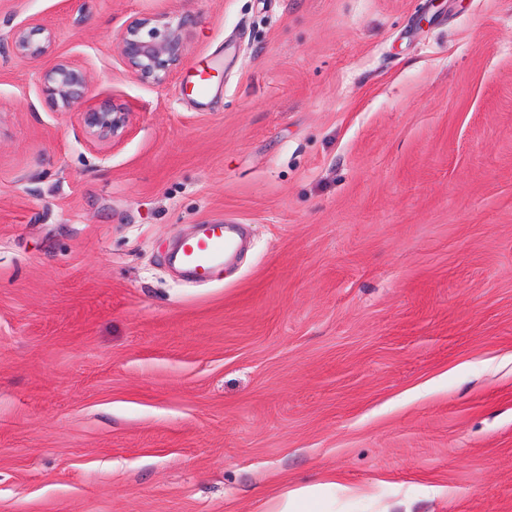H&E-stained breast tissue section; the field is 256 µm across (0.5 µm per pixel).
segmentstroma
Returning a JSON list of instances; mask_svg holds the SVG:
<instances>
[{
	"label": "stroma",
	"mask_w": 512,
	"mask_h": 512,
	"mask_svg": "<svg viewBox=\"0 0 512 512\" xmlns=\"http://www.w3.org/2000/svg\"><path fill=\"white\" fill-rule=\"evenodd\" d=\"M193 15L139 81L117 41ZM0 512H512V0H0ZM130 105L88 143L57 60ZM209 67L208 97L188 83ZM246 248L205 286L198 224ZM52 42L50 29L33 19L19 24L6 37L1 36L0 48L22 58L39 60L49 52ZM236 244L233 224L204 222L197 235L181 240L176 260L198 283L214 281L224 267V253L231 252ZM321 484L289 489L269 500L263 512H328L320 507Z\"/></svg>",
	"instance_id": "obj_1"
}]
</instances>
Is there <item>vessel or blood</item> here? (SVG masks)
Listing matches in <instances>:
<instances>
[{"mask_svg":"<svg viewBox=\"0 0 512 512\" xmlns=\"http://www.w3.org/2000/svg\"><path fill=\"white\" fill-rule=\"evenodd\" d=\"M236 244L235 229L227 223L204 222L193 238L180 241L176 260L199 283L214 281L224 267V255Z\"/></svg>","mask_w":512,"mask_h":512,"instance_id":"b4317fda","label":"vessel or blood"}]
</instances>
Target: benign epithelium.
Listing matches in <instances>:
<instances>
[{"mask_svg":"<svg viewBox=\"0 0 512 512\" xmlns=\"http://www.w3.org/2000/svg\"><path fill=\"white\" fill-rule=\"evenodd\" d=\"M193 22L189 14L176 22L166 15L137 17L123 31L118 52L138 80L160 84L181 64L186 50L184 32ZM52 42L50 29L33 19L1 36L0 48L22 58L38 60L49 52ZM90 88L87 72L66 59L57 61L41 75L42 94L50 107L56 112L79 113L90 141L120 139L131 122L130 107L107 99L87 107Z\"/></svg>","mask_w":512,"mask_h":512,"instance_id":"7a95c632","label":"benign epithelium"}]
</instances>
